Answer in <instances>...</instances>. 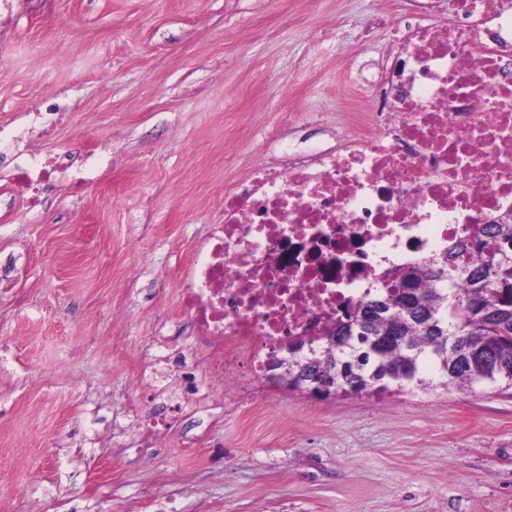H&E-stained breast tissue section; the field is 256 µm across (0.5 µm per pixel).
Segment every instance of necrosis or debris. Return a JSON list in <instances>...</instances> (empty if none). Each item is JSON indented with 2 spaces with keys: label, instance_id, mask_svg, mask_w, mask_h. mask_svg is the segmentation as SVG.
I'll list each match as a JSON object with an SVG mask.
<instances>
[{
  "label": "necrosis or debris",
  "instance_id": "obj_1",
  "mask_svg": "<svg viewBox=\"0 0 512 512\" xmlns=\"http://www.w3.org/2000/svg\"><path fill=\"white\" fill-rule=\"evenodd\" d=\"M392 39L370 93H354L336 146L288 150L224 192L193 250L181 305L207 381L241 390L286 337L313 335L458 240L512 216V0H405L361 32ZM0 130L10 183L29 206L95 150L47 161Z\"/></svg>",
  "mask_w": 512,
  "mask_h": 512
}]
</instances>
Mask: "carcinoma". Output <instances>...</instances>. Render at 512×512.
I'll list each match as a JSON object with an SVG mask.
<instances>
[{
    "mask_svg": "<svg viewBox=\"0 0 512 512\" xmlns=\"http://www.w3.org/2000/svg\"><path fill=\"white\" fill-rule=\"evenodd\" d=\"M388 279L309 337L306 358L288 356V380L312 375L345 395L512 388V222Z\"/></svg>",
    "mask_w": 512,
    "mask_h": 512,
    "instance_id": "1",
    "label": "carcinoma"
}]
</instances>
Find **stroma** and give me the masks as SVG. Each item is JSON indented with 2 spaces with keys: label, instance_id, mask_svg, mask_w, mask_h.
<instances>
[{
  "label": "stroma",
  "instance_id": "1",
  "mask_svg": "<svg viewBox=\"0 0 512 512\" xmlns=\"http://www.w3.org/2000/svg\"><path fill=\"white\" fill-rule=\"evenodd\" d=\"M374 5L19 0L0 18V125L48 158L112 147L106 178L33 209L0 168V512H512V389L188 398L172 363L214 199L289 116L313 146L342 130L390 44L359 38ZM44 87L66 107L49 131L21 110Z\"/></svg>",
  "mask_w": 512,
  "mask_h": 512
}]
</instances>
